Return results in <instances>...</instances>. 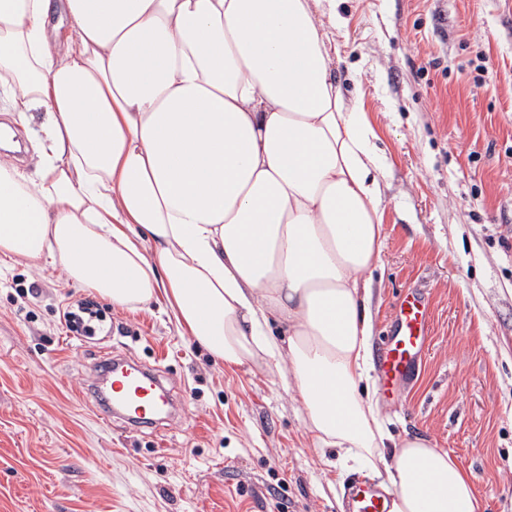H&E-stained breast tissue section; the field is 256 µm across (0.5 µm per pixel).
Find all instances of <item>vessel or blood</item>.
<instances>
[{
  "instance_id": "obj_1",
  "label": "vessel or blood",
  "mask_w": 512,
  "mask_h": 512,
  "mask_svg": "<svg viewBox=\"0 0 512 512\" xmlns=\"http://www.w3.org/2000/svg\"><path fill=\"white\" fill-rule=\"evenodd\" d=\"M430 331L427 296L405 291L395 305L394 327L379 345L385 395L396 399L421 362ZM99 393L113 413L124 417L131 427L155 423L166 413L169 401L157 377L141 367L115 359L101 381ZM347 512H389L390 496L370 478H354L347 491Z\"/></svg>"
}]
</instances>
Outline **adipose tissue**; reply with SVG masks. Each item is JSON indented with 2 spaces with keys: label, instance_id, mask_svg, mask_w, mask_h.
<instances>
[{
  "label": "adipose tissue",
  "instance_id": "obj_1",
  "mask_svg": "<svg viewBox=\"0 0 512 512\" xmlns=\"http://www.w3.org/2000/svg\"><path fill=\"white\" fill-rule=\"evenodd\" d=\"M324 18L323 0H0V98L45 134L33 171L0 156V254L165 303L227 364H286L315 448L385 473L390 512H479L472 475L394 439L375 397L386 170Z\"/></svg>",
  "mask_w": 512,
  "mask_h": 512
}]
</instances>
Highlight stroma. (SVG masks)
Returning <instances> with one entry per match:
<instances>
[{"label":"stroma","mask_w":512,"mask_h":512,"mask_svg":"<svg viewBox=\"0 0 512 512\" xmlns=\"http://www.w3.org/2000/svg\"><path fill=\"white\" fill-rule=\"evenodd\" d=\"M326 33L389 165L374 336L402 291L431 301L386 426L472 472L482 512H512V0H339ZM86 299L89 338L62 319ZM111 355L155 368L177 415L103 419L86 393ZM336 460L275 365L214 362L162 305L118 308L59 264L0 256V512H345Z\"/></svg>","instance_id":"1"}]
</instances>
